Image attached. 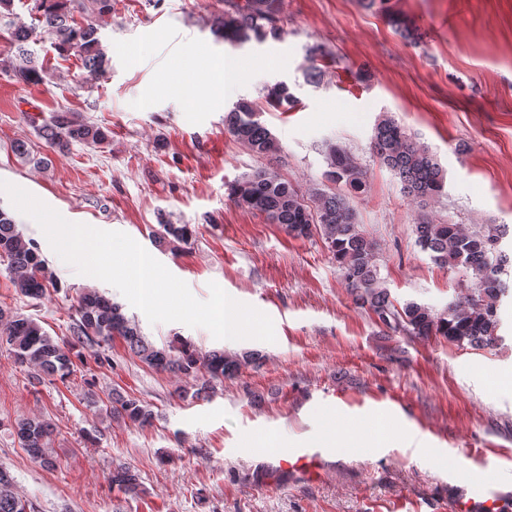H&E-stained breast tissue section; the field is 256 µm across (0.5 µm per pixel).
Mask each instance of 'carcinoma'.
I'll list each match as a JSON object with an SVG mask.
<instances>
[{"label": "carcinoma", "instance_id": "obj_1", "mask_svg": "<svg viewBox=\"0 0 512 512\" xmlns=\"http://www.w3.org/2000/svg\"><path fill=\"white\" fill-rule=\"evenodd\" d=\"M14 0H0V22L7 27L8 40L15 49L16 60L0 63V70L18 83L43 82L46 69L27 49L34 30L10 18ZM40 13L42 33L60 55L76 53L82 68L93 77L106 72L107 59L100 48L96 29L89 23L77 22L75 13L112 12V0H34ZM277 0H244L231 4L217 28L218 36L229 44L251 39H277L280 27L276 17ZM389 0H366L370 7L388 16L389 22L403 28L406 22L391 11ZM266 101L274 107L294 101L288 84L279 82L266 89ZM224 130L253 153L276 157L281 152L276 138L260 121V113L251 102H241L224 115ZM41 137L52 148L64 149L72 143L98 144L107 139L99 126L75 119L71 113L58 111L52 121L41 127ZM370 151L400 179L405 194L420 206L442 195L445 172L436 156L414 141L398 122L384 116L375 125ZM325 178L332 188L307 196L272 168H259L227 186V196L237 207V191L244 187L252 197L245 209L262 215L272 224L296 238L320 235L334 260L342 269L347 288L356 302L375 315L388 330L417 338L442 336L458 344L476 347L494 346L500 340L498 306L509 293L502 275L509 257L498 249L506 235V224H483L477 230L459 224L436 223L422 217L415 226L421 248L440 266L458 268L472 274L474 287L448 305L444 313L409 301L402 305L390 298L379 276L378 252L356 222L350 200L367 189L368 173L359 158L346 147L330 143L326 148ZM192 238L189 224H163L157 232L162 246L186 243ZM0 260L7 263L14 288L20 293L39 298L53 285L55 275L40 257L35 244L16 229L14 219L0 209ZM76 319L70 326V338L56 340L32 319L8 315L0 309V343L9 346L15 361L61 380L73 371L74 348L110 344L121 337L129 349L147 366L188 377L205 372L198 394L214 388V383L237 376L243 367L260 359L254 351L241 353L212 350L202 354L186 344L158 347L141 336L136 325L121 308L86 290L78 300ZM112 415L134 425L149 423L152 412L136 398L120 399ZM14 431L20 447L45 466L53 465V426L39 418H22ZM112 484L124 492L137 495L141 483L137 473L128 467L112 472ZM30 505L15 491L13 478L0 467V512H27Z\"/></svg>", "mask_w": 512, "mask_h": 512}]
</instances>
